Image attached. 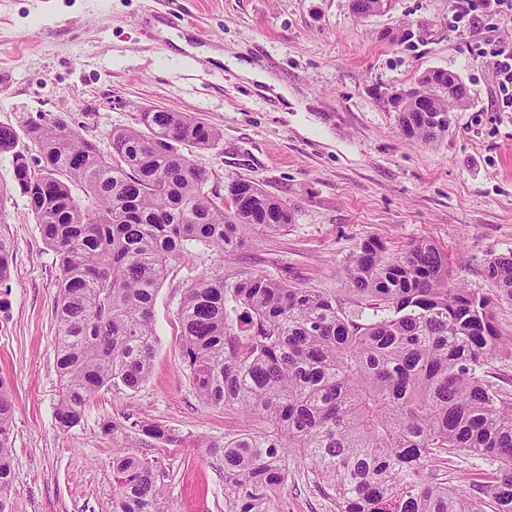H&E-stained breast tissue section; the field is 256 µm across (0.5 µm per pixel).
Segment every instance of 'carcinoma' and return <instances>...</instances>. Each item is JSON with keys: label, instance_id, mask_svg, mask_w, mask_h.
Returning <instances> with one entry per match:
<instances>
[{"label": "carcinoma", "instance_id": "cac0c4a2", "mask_svg": "<svg viewBox=\"0 0 512 512\" xmlns=\"http://www.w3.org/2000/svg\"><path fill=\"white\" fill-rule=\"evenodd\" d=\"M450 72H425L398 112L403 133L431 142L469 104L448 89ZM140 127L112 133L102 154L56 121L31 122L43 156L34 172L0 126L11 156V188L31 202L57 254L56 427L81 422L103 387L139 388L157 343L156 294L171 267L199 246L230 253L256 231L278 230L292 215L256 182L233 179L224 193L180 152L213 147L219 131L183 112L144 108ZM84 194L80 199L73 189ZM9 239L0 231V285L10 277ZM488 278L512 297V254L488 260ZM357 309L263 276L233 283L201 278L179 308L183 363L202 403L233 407L262 421L206 447L224 462V488L238 512H261L308 462L336 512H512V395L484 378L500 348L493 299L451 281L446 256L428 239L389 256L369 237L349 259ZM14 401L0 379V512H11L10 427ZM104 432L141 444L171 445L178 433L158 422L109 420ZM473 456L492 469L467 487L448 484V461ZM152 460L112 454V512H163Z\"/></svg>", "mask_w": 512, "mask_h": 512}]
</instances>
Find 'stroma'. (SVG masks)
<instances>
[{"label": "stroma", "mask_w": 512, "mask_h": 512, "mask_svg": "<svg viewBox=\"0 0 512 512\" xmlns=\"http://www.w3.org/2000/svg\"><path fill=\"white\" fill-rule=\"evenodd\" d=\"M455 0H393L357 16L351 0H0V125L64 120L102 150L113 130L157 106L195 115L222 132L213 147L184 152L223 191L255 181L286 201L292 221L256 232L233 256L198 248L176 264L153 309L157 344L138 389L102 388L81 423L57 429L56 255L25 198L0 200L13 268L0 286V378L13 393V512H112L111 419H150L180 443L149 450L166 512H230L224 468L206 444L255 422L204 405L181 356L178 310L194 281L246 274L335 296L352 310L347 262L358 243L389 253L427 237L455 281L493 299L500 351L488 378L512 393V301L486 276L495 254L512 253V112L496 107L489 40L512 41V23L489 29L484 8L470 29L453 26ZM409 24V41L383 32ZM187 40L186 48L175 38ZM259 68L248 80L208 50ZM458 75L470 102L431 143L403 136L388 95L425 71ZM263 512H336L307 474L288 465Z\"/></svg>", "instance_id": "stroma-1"}]
</instances>
